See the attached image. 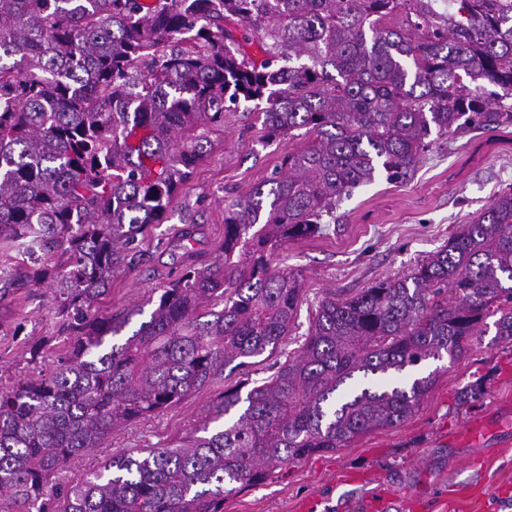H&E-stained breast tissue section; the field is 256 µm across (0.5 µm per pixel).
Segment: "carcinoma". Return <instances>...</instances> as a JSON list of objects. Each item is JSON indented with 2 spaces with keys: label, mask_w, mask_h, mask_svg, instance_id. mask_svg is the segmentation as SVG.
I'll return each instance as SVG.
<instances>
[{
  "label": "carcinoma",
  "mask_w": 512,
  "mask_h": 512,
  "mask_svg": "<svg viewBox=\"0 0 512 512\" xmlns=\"http://www.w3.org/2000/svg\"><path fill=\"white\" fill-rule=\"evenodd\" d=\"M0 0V306L53 287L69 333L49 374L0 389V512H224V494L359 435L403 422L433 377L491 317L512 342V190L411 273L320 301L299 353L241 395L224 390L170 448L112 456L50 484L74 455L158 414L230 365L276 350L295 320L297 276L273 252L320 231L336 202L383 169L406 179L431 129L512 125V0ZM263 42L260 64L224 23ZM503 94L490 102L483 83ZM511 103H506V100ZM264 101L270 139L311 134L224 207L222 258L130 316L94 309L132 265L242 101ZM358 374L368 386L341 391ZM484 385L459 392L460 407Z\"/></svg>",
  "instance_id": "obj_1"
}]
</instances>
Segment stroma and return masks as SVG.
<instances>
[{"label":"stroma","instance_id":"stroma-1","mask_svg":"<svg viewBox=\"0 0 512 512\" xmlns=\"http://www.w3.org/2000/svg\"><path fill=\"white\" fill-rule=\"evenodd\" d=\"M203 160L181 186L163 223L141 240L140 261L112 279L96 308L100 316L129 317L130 329L151 311L162 289L190 267L212 263L224 243V207L279 167L294 142L268 140L251 102L225 113L223 130L209 136ZM432 145L413 176L391 182L385 173L354 189L324 218L317 236L288 241L273 266L303 284L297 315L274 353L213 379L177 406L116 429L106 447L73 457L60 483L97 471L112 455L164 448L191 432L210 404L242 380H262L297 354L319 302L349 297L373 283L409 273L512 187V127L504 131L432 134ZM49 286L15 292L0 307V386L38 377L28 350L47 340L46 363L64 342ZM494 325L473 337L468 356L427 360L419 375L434 382L404 422L358 436L348 447L288 463L264 483L226 494L224 512H369L379 491L394 496L386 512H406V492L419 490L426 512H512V343L495 340ZM483 380L485 394L469 407L457 395Z\"/></svg>","mask_w":512,"mask_h":512}]
</instances>
